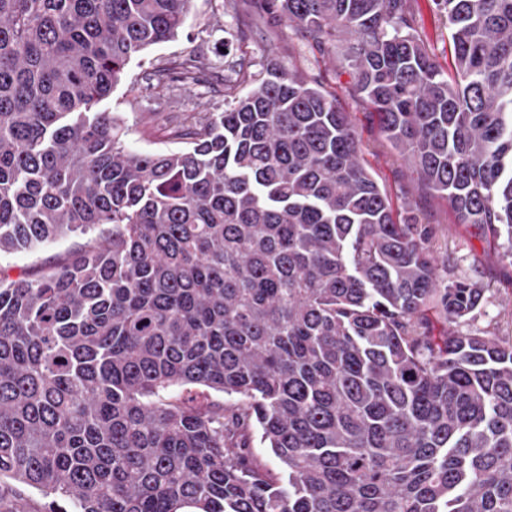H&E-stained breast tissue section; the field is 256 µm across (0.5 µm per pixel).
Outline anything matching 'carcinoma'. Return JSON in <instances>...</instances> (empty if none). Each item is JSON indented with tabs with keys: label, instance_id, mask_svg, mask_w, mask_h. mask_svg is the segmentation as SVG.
<instances>
[{
	"label": "carcinoma",
	"instance_id": "carcinoma-1",
	"mask_svg": "<svg viewBox=\"0 0 512 512\" xmlns=\"http://www.w3.org/2000/svg\"><path fill=\"white\" fill-rule=\"evenodd\" d=\"M274 3L512 259V0H433L451 75L405 0ZM189 9L0 0V252L112 226L36 278L0 268V508L29 512L15 482L47 512H512V342L457 330L485 288L440 279L436 226L396 223L335 98L239 59L176 150L95 111ZM200 74L190 50L155 81Z\"/></svg>",
	"mask_w": 512,
	"mask_h": 512
}]
</instances>
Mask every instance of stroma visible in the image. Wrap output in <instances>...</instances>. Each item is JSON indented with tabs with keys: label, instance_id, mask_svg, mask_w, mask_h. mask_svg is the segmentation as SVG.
I'll use <instances>...</instances> for the list:
<instances>
[{
	"label": "stroma",
	"instance_id": "1",
	"mask_svg": "<svg viewBox=\"0 0 512 512\" xmlns=\"http://www.w3.org/2000/svg\"><path fill=\"white\" fill-rule=\"evenodd\" d=\"M407 8L424 45L442 68H450L448 21L432 0H407ZM196 50L206 75L203 84L156 87L155 71L189 50ZM246 57L252 72L276 63L314 81L348 112L361 139V162L389 195L395 219L417 213L438 225L435 248L447 257L440 269L445 279L478 278L488 282L485 304L475 320L461 324V332L480 330L512 339V263L498 247H490L476 229L459 223L447 201L418 187L380 130L371 107L350 78L340 59L314 49L304 34L268 4L267 0H191L183 32L171 42L151 47L127 66L122 81L98 111L121 113L131 129L129 142L138 151L160 146L152 136L157 127L178 124L187 112L224 109V77L230 61ZM96 233H70L34 250L0 253V267L13 273L40 275L71 261L94 245Z\"/></svg>",
	"mask_w": 512,
	"mask_h": 512
}]
</instances>
